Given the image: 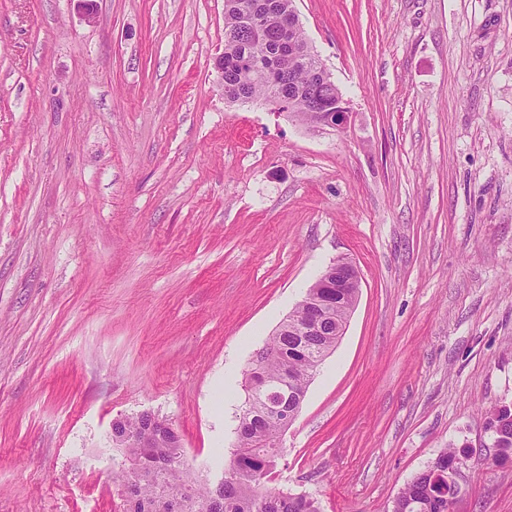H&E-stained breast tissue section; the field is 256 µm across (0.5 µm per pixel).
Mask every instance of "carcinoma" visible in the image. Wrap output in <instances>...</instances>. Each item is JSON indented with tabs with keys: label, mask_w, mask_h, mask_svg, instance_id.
Returning <instances> with one entry per match:
<instances>
[{
	"label": "carcinoma",
	"mask_w": 512,
	"mask_h": 512,
	"mask_svg": "<svg viewBox=\"0 0 512 512\" xmlns=\"http://www.w3.org/2000/svg\"><path fill=\"white\" fill-rule=\"evenodd\" d=\"M253 0H228L224 6V86L239 87L248 99H261L277 110L289 109L307 122V87L313 81L312 71L297 59L293 51L282 52L270 59L260 51L250 67L237 60V42L242 36L240 6ZM291 75L294 91L282 89L276 79ZM358 289L349 288L340 297V305H326L321 295H314L305 307L318 310L325 328L324 336H304L294 309L279 326L277 333L259 358L246 370L245 388L254 400L252 409L240 416L236 442L230 448L229 468L232 475L216 488L199 482L179 449L177 438L170 434L158 448H126L125 455L137 461L145 477L128 494L129 508L122 512H320L315 499L269 489L267 478L273 474L280 458L284 435L281 424L269 407L288 408L294 416L296 404L279 396L284 389L306 390L317 370L321 354L336 346L330 336L336 320L354 305ZM488 425L493 446L499 455H512V408L502 406L490 413ZM149 420L138 415L126 416L112 423V436L145 432ZM459 461L453 450L443 449L427 470L417 475L396 497L392 512H450L453 503L448 487V469Z\"/></svg>",
	"instance_id": "1"
}]
</instances>
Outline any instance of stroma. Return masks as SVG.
Wrapping results in <instances>:
<instances>
[{"instance_id": "obj_1", "label": "stroma", "mask_w": 512, "mask_h": 512, "mask_svg": "<svg viewBox=\"0 0 512 512\" xmlns=\"http://www.w3.org/2000/svg\"><path fill=\"white\" fill-rule=\"evenodd\" d=\"M349 102L317 132L224 99V0H0V512H120L113 419L208 475L244 371L332 262L361 287L268 487L512 512V0H296ZM487 423L492 431L493 446L499 449V458L512 455V408L502 406L495 409ZM459 461L457 454L443 449L427 470L417 475L396 497L392 512H450L452 493L457 495L458 474L448 477V469Z\"/></svg>"}]
</instances>
